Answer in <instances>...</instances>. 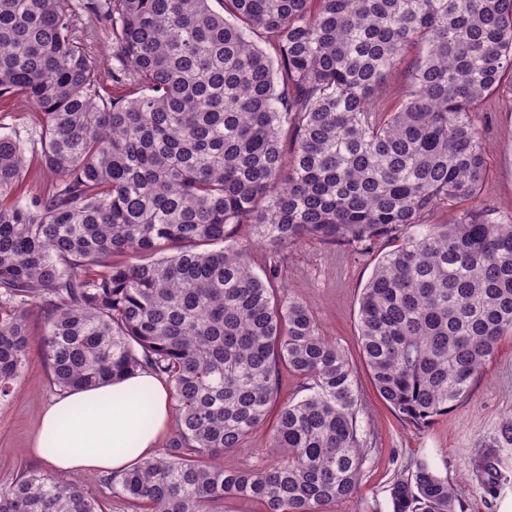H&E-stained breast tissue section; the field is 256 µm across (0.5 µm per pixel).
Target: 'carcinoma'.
<instances>
[{
	"label": "carcinoma",
	"instance_id": "1",
	"mask_svg": "<svg viewBox=\"0 0 512 512\" xmlns=\"http://www.w3.org/2000/svg\"><path fill=\"white\" fill-rule=\"evenodd\" d=\"M105 0L120 73L101 94L69 0H0V98L33 107L51 181L15 196L27 142L0 132V403L23 373V306L44 314L52 382L70 391L147 369L169 387L163 452L110 475L132 512H332L355 497L370 448L354 367L313 315L277 293L301 240L384 253L358 308L375 389L412 424L469 394L512 333V219L438 205L477 199L474 116L512 95V0ZM423 54L398 105L376 88ZM268 249L263 274L246 218ZM222 248L215 249L216 245ZM116 255L127 257L121 265ZM276 459L226 469L276 405ZM393 512H456L425 463L390 486ZM0 512H105L61 475L23 471Z\"/></svg>",
	"mask_w": 512,
	"mask_h": 512
}]
</instances>
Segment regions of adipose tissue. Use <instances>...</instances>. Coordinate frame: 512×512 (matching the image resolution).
<instances>
[{"instance_id":"1","label":"adipose tissue","mask_w":512,"mask_h":512,"mask_svg":"<svg viewBox=\"0 0 512 512\" xmlns=\"http://www.w3.org/2000/svg\"><path fill=\"white\" fill-rule=\"evenodd\" d=\"M149 395V425H142L138 393ZM171 416V394L144 371L114 383L72 390L46 410L31 452L62 475L86 469L120 471L153 457Z\"/></svg>"}]
</instances>
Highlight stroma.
I'll return each instance as SVG.
<instances>
[{
  "label": "stroma",
  "instance_id": "obj_1",
  "mask_svg": "<svg viewBox=\"0 0 512 512\" xmlns=\"http://www.w3.org/2000/svg\"><path fill=\"white\" fill-rule=\"evenodd\" d=\"M77 35L99 65L100 83L112 92L116 67L112 39L92 13L77 12ZM486 175L477 201L462 203L465 211L481 206L495 217H512V101L490 99L478 115ZM380 256L351 245L302 240L288 250L285 294L303 302L324 336L353 363L364 405L358 417L371 451L362 469L359 490L335 512H393L390 485L415 463L429 464L453 487L464 512H500L512 495V438L504 423L512 419V335L504 336L494 356L475 377L468 396L448 412L417 427L404 421L381 400L371 384L358 342V308L363 288ZM33 339L28 360L9 402L0 404V484L24 470L47 472L29 449L43 414L60 391L51 381L39 338L44 319L37 306L27 308ZM271 424L257 428L245 449L224 453V466L243 469L270 460ZM491 462L493 482H486L484 462Z\"/></svg>",
  "mask_w": 512,
  "mask_h": 512
}]
</instances>
